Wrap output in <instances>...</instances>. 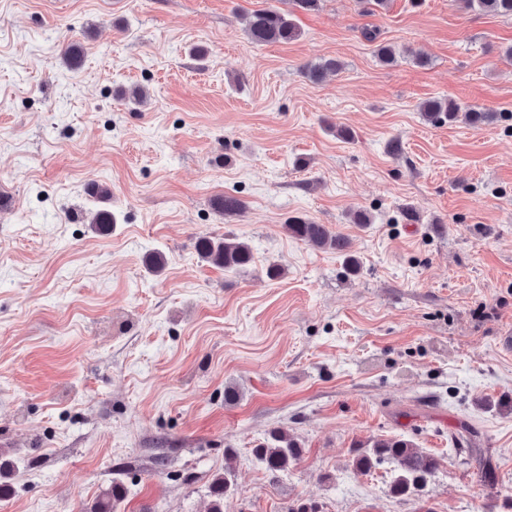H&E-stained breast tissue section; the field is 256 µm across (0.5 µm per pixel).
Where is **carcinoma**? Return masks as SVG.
Returning <instances> with one entry per match:
<instances>
[{
    "label": "carcinoma",
    "mask_w": 512,
    "mask_h": 512,
    "mask_svg": "<svg viewBox=\"0 0 512 512\" xmlns=\"http://www.w3.org/2000/svg\"><path fill=\"white\" fill-rule=\"evenodd\" d=\"M454 5L463 10H478L485 14L511 17L512 0H453ZM245 32L248 39L256 44L288 43L301 36V29L291 16H286L273 9L252 11L246 18ZM342 64L335 59H327L316 64L305 66L304 73L312 82H319L328 72H338ZM465 111L466 119L473 125L480 126L494 122L495 113L463 106L453 98H437L425 101L420 106L423 118L431 124L454 123L460 111ZM216 209L225 215H237L244 209V203L232 194L217 198ZM288 235L305 244L327 249L347 258L349 257V239L333 232L327 225L302 216H291L284 224ZM197 251L202 260L221 267L226 271L244 272L253 262V251L250 246L235 237L226 236L222 239H201L197 242ZM461 444L458 453L464 456V463L477 464V475L480 482L492 484L489 472L482 466L486 449L478 448L465 439L459 438ZM253 456L264 465L272 475L285 471L297 463L302 455V444L293 435L281 428L270 430L267 437L252 449ZM234 450H224L227 465L224 471L214 475L210 486V512H224V498L234 491L232 460ZM389 463L395 474L391 486L396 496L413 495L426 484L439 468L438 459L432 454L416 446L413 441L404 437L390 436L376 438L365 446L354 451L353 469L366 474L381 464ZM124 495L119 484L102 491L91 505L89 512H113L114 504Z\"/></svg>",
    "instance_id": "carcinoma-1"
}]
</instances>
